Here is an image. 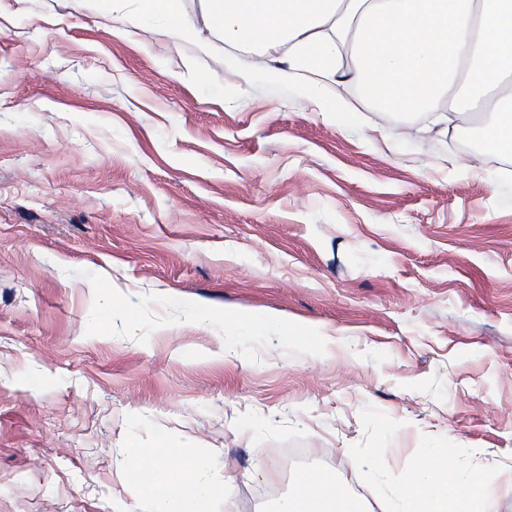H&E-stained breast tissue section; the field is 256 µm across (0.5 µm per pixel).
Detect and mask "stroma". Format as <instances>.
Wrapping results in <instances>:
<instances>
[{
	"label": "stroma",
	"instance_id": "stroma-1",
	"mask_svg": "<svg viewBox=\"0 0 512 512\" xmlns=\"http://www.w3.org/2000/svg\"><path fill=\"white\" fill-rule=\"evenodd\" d=\"M337 91L360 120L107 0H0V512H148L162 441L232 478L206 512L310 464L385 512L441 448L512 512V156Z\"/></svg>",
	"mask_w": 512,
	"mask_h": 512
}]
</instances>
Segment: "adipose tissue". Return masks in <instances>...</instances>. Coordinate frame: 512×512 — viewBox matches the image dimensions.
Masks as SVG:
<instances>
[{
	"mask_svg": "<svg viewBox=\"0 0 512 512\" xmlns=\"http://www.w3.org/2000/svg\"><path fill=\"white\" fill-rule=\"evenodd\" d=\"M135 19L163 18L181 40L207 28L225 45L258 57L280 55L282 68L258 74L280 80L284 68L320 112L356 118L349 102L330 94L354 58L353 83L380 112H430L439 133L464 115L480 118L491 151L512 155V0H204L202 24L177 20L179 0H134ZM164 445L133 462L128 479L150 512H204L225 482L209 479L211 465L189 456L170 466ZM497 479L460 476L442 454H430L408 486L393 493L387 512H496ZM275 512H357L332 479L304 469L298 490Z\"/></svg>",
	"mask_w": 512,
	"mask_h": 512,
	"instance_id": "adipose-tissue-1",
	"label": "adipose tissue"
}]
</instances>
